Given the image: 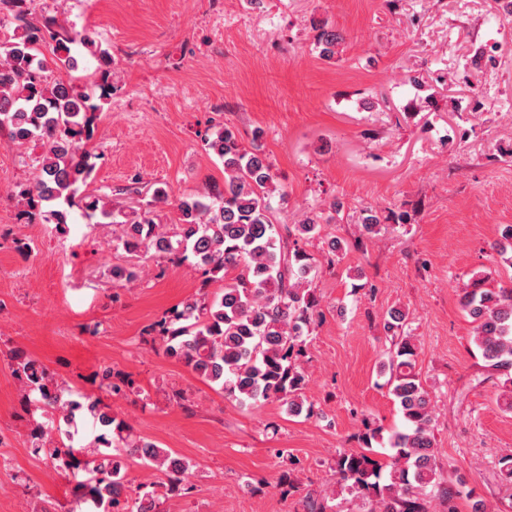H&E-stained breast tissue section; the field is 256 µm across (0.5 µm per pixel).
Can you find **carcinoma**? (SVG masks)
Segmentation results:
<instances>
[{
	"mask_svg": "<svg viewBox=\"0 0 512 512\" xmlns=\"http://www.w3.org/2000/svg\"><path fill=\"white\" fill-rule=\"evenodd\" d=\"M29 0H0V127L11 142L23 147L37 141L41 153L30 158L32 178L18 197L42 219L58 229L69 223L70 209L80 185L89 179L93 164L88 145L94 139L95 113L112 91V71H100L93 88H80L53 71L73 70L77 59L71 45H94L84 32L52 31L27 23L11 27L29 10ZM340 35L323 28L316 37L320 56L334 57ZM52 45V62L42 47ZM205 149L224 164L223 186L213 185L200 195L170 200L165 187L152 190L147 207L134 218L119 214L101 196H88L87 217H100L117 226L115 240L127 253L183 262L205 280L222 281L220 296L209 300L190 297L172 308L149 330L153 340L172 358L184 363L209 384L241 405L280 401L294 417L313 414L305 397L308 379L301 365L307 337L321 320L320 301L311 284L321 265L307 250L320 236V224L332 218L306 215L295 224L276 223L273 196L285 200L286 191L269 158L247 147L227 126L204 138ZM174 204L179 213L177 232L169 234L155 222L154 207ZM404 215L387 219L374 210L360 217V235L372 237L390 224H402ZM345 244L327 242L328 265L341 262ZM140 267L112 268L117 281L138 280ZM461 306L474 325L473 342L481 351L487 379L501 389L498 405L512 411V285H493L491 273L477 271L462 289ZM407 315L387 311L383 328L391 337L381 373L398 403L405 426L387 438L392 450L382 464L365 452L342 451L334 460L336 485L366 505L364 512H430L428 498L440 500L443 512H457L460 491L443 477L436 451L437 427L432 400L415 371L416 347L406 331ZM13 372L24 396L52 415L35 423L31 432L35 452L49 456L53 465L68 471L74 465L71 450L55 445L52 433L68 434L62 424L90 417L101 433L88 464L94 483L86 496L102 512H161L155 493L126 481L127 461L153 464L162 471L170 492L189 493L190 465L146 438H134L129 427L112 416L110 408L91 395L73 394L37 360L22 353L12 356ZM99 387L120 395L133 388L127 377L105 369ZM60 415L63 423L55 422ZM361 439L365 447L383 438V428L365 417Z\"/></svg>",
	"mask_w": 512,
	"mask_h": 512,
	"instance_id": "carcinoma-1",
	"label": "carcinoma"
}]
</instances>
